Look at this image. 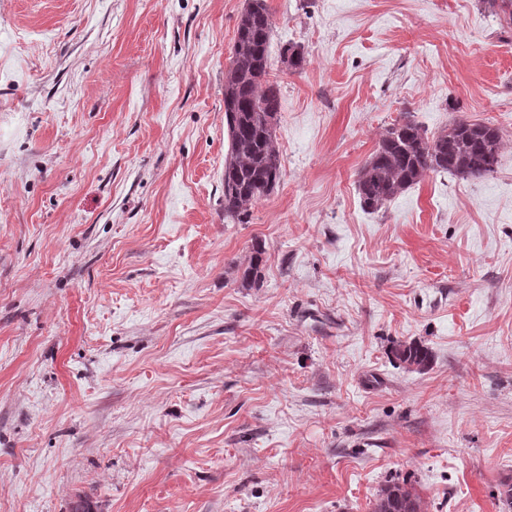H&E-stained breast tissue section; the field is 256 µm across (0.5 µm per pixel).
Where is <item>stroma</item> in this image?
<instances>
[{
	"label": "stroma",
	"mask_w": 512,
	"mask_h": 512,
	"mask_svg": "<svg viewBox=\"0 0 512 512\" xmlns=\"http://www.w3.org/2000/svg\"><path fill=\"white\" fill-rule=\"evenodd\" d=\"M247 3L0 0V512H372L403 480L421 512H505L512 24L480 0H266L283 173L239 224ZM461 116L499 128L491 176L362 208L388 128ZM409 342L429 368L394 360Z\"/></svg>",
	"instance_id": "obj_1"
}]
</instances>
